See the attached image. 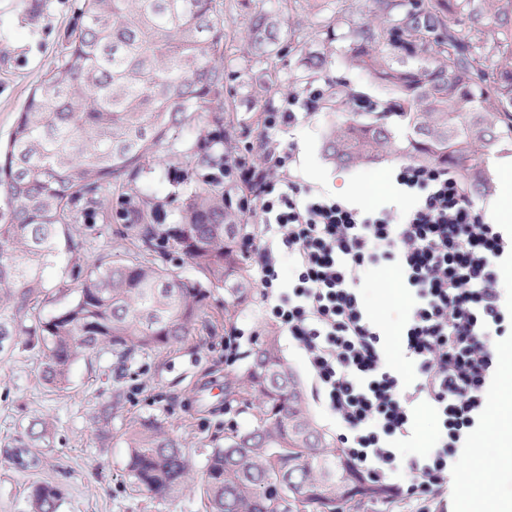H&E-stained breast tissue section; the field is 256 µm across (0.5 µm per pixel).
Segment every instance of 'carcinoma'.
Here are the masks:
<instances>
[{"label": "carcinoma", "mask_w": 512, "mask_h": 512, "mask_svg": "<svg viewBox=\"0 0 512 512\" xmlns=\"http://www.w3.org/2000/svg\"><path fill=\"white\" fill-rule=\"evenodd\" d=\"M81 24L65 36L52 70L18 112L0 148V350L12 338L43 348V381L65 387L76 359L110 349L125 357L193 335L212 289L225 303L248 302L253 278L237 249L242 214L224 195L223 0H81ZM468 27H462V20ZM279 28L260 11L243 30L248 45L273 53ZM347 67L382 88L384 108L328 129L324 155L343 166L406 156L456 169L468 195L488 188L487 158L512 135V0H371L368 21L349 31ZM492 81H486L487 70ZM360 94L330 84L323 108L345 112ZM412 128L403 143L387 122ZM204 120L193 139L178 133ZM184 159L187 192L164 224L138 181L149 150ZM118 187L115 201L105 189ZM118 224L136 251L82 262L84 231ZM174 252L200 276L183 277L145 259ZM68 255L63 312L42 316L49 269ZM227 397L257 402L256 424L224 436L207 456L206 512H338L366 491L309 411L302 382L270 331ZM115 392L97 423L106 429ZM136 487L163 497L192 469L165 422L147 417L124 432ZM33 512H57L58 493L31 492Z\"/></svg>", "instance_id": "obj_1"}]
</instances>
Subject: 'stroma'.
Segmentation results:
<instances>
[{"instance_id": "obj_1", "label": "stroma", "mask_w": 512, "mask_h": 512, "mask_svg": "<svg viewBox=\"0 0 512 512\" xmlns=\"http://www.w3.org/2000/svg\"><path fill=\"white\" fill-rule=\"evenodd\" d=\"M42 3L32 20L21 0H0V143L6 142L31 90L52 69L63 35L76 19L78 0ZM259 10L276 15L287 31L290 50L285 57H262L244 45L241 32ZM366 19L364 0H224V110L232 116L224 126L227 162H253L246 147L266 134L273 142L294 144L291 172L301 183L332 195L336 177L343 173L353 189L371 187L376 195L386 194L400 160L343 171L325 160L323 133L342 120V113L310 112L285 133H266L264 126L266 112L279 108L288 94L324 86L336 77L356 92L380 98L377 87L351 79L343 66V35ZM322 53L329 56L328 66L309 69L307 57ZM139 186L167 223H176L168 203L169 195L182 189L176 168L153 166ZM271 327L253 299L225 318L224 292L217 289L196 336L170 348L132 353L123 362L109 351L78 359L63 390L43 383L39 348L5 343L0 348V512H32L30 493L40 483L57 490L58 512H204L196 485L163 498L138 490L128 476L122 434L134 420L165 419L172 434L186 443L194 472H201L226 430L255 423L250 402L225 401L224 382L248 364ZM228 337L236 346L231 364L224 357ZM279 338L283 357L303 382L313 419L335 435L336 421L316 397L300 346L287 333ZM116 391L122 401L104 439L94 416ZM30 430L43 433V440L18 447V438ZM472 443L476 452L462 460L461 487L451 492V502L470 499L474 512H480L485 503L512 500V450L485 429L474 433Z\"/></svg>"}]
</instances>
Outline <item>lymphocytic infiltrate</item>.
<instances>
[{
  "mask_svg": "<svg viewBox=\"0 0 512 512\" xmlns=\"http://www.w3.org/2000/svg\"><path fill=\"white\" fill-rule=\"evenodd\" d=\"M324 94H289L266 128L294 126ZM259 144L270 168L240 166L250 194L238 207L259 217L240 248L258 268L267 314L304 351L339 446L367 482L416 512H445L450 474L490 416L498 346L512 335V302L497 273L512 235L485 222L446 167L405 164L401 202L353 207L298 182L290 152L265 137ZM378 267L392 270L405 294L393 336L365 302L366 273ZM393 345L401 364L389 357ZM423 407L437 416L439 437L404 458Z\"/></svg>",
  "mask_w": 512,
  "mask_h": 512,
  "instance_id": "obj_1",
  "label": "lymphocytic infiltrate"
}]
</instances>
